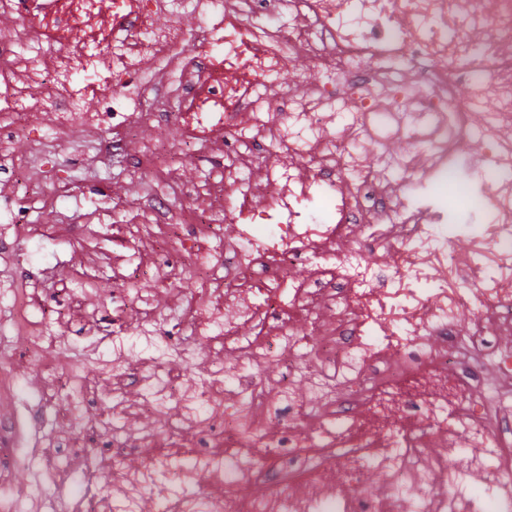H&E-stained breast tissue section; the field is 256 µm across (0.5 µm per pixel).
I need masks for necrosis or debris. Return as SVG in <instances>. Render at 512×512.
Masks as SVG:
<instances>
[{
  "label": "necrosis or debris",
  "mask_w": 512,
  "mask_h": 512,
  "mask_svg": "<svg viewBox=\"0 0 512 512\" xmlns=\"http://www.w3.org/2000/svg\"><path fill=\"white\" fill-rule=\"evenodd\" d=\"M160 10L205 23L171 111L152 118L174 119L198 153L235 158L230 178L242 200L220 180L206 185L213 205L204 213L159 199L166 223L185 233L178 248L137 258L196 276L175 318L160 319L148 300L136 336L112 331L114 345L137 357L142 404L163 428L131 439L102 406L98 379L52 360L60 334L44 322L27 358L44 375L64 373L45 401L65 404L72 434L41 452L46 488L4 478L0 502L16 507L37 493L51 512H109L100 479L125 476L137 452L148 471L176 463L183 487L160 512H512V393L479 370L486 360L512 374V346L496 337L512 331V182L502 177L512 170V0H0V12L20 20L0 42V82L13 88L0 111V153L27 120V91L3 62L30 57L44 36L63 51L31 78L52 102L44 140L60 141L80 119L102 136L128 132L158 85L140 59L171 56L184 33L177 25L158 34ZM296 55L324 67L316 89L298 74L284 91L278 75ZM90 88L100 108L85 113ZM395 138L408 154L394 184L359 152ZM475 140L484 183H451ZM287 153L307 159L306 177L290 180L278 162ZM420 156L431 162L422 174ZM257 162L266 171L259 194L247 175ZM425 180L485 213L462 233L467 251L446 209L408 196ZM224 224L234 235H223ZM381 251L399 259L391 275L374 273ZM297 264L312 272L309 284H291ZM335 298L345 306L324 323L323 304ZM464 311L473 329L460 328ZM243 322L255 335L239 334ZM200 342L216 348L211 368L188 380L163 368ZM281 362L287 377L268 378L265 368ZM295 378L307 380V399L296 397ZM430 387L441 395L429 403ZM422 416L427 427L415 426ZM432 430L451 442L468 432L474 464L491 478L452 490L447 451H429ZM383 442L386 482L375 494L365 489L363 450ZM228 455L238 478L217 495L211 480ZM77 472L80 493L59 497ZM242 485L253 494L241 497Z\"/></svg>",
  "instance_id": "obj_1"
}]
</instances>
